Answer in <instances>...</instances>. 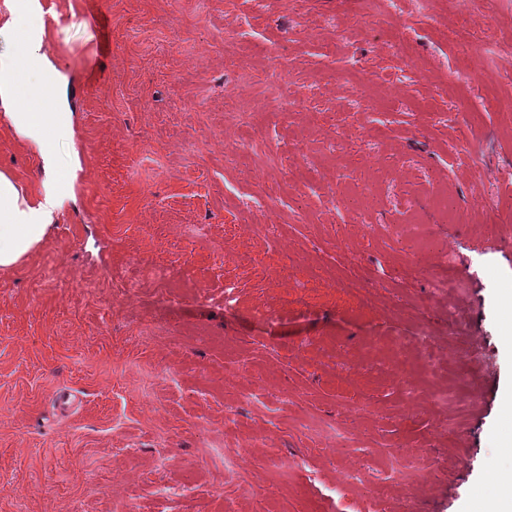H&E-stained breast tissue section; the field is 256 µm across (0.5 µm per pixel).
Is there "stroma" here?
Here are the masks:
<instances>
[{
  "mask_svg": "<svg viewBox=\"0 0 512 512\" xmlns=\"http://www.w3.org/2000/svg\"><path fill=\"white\" fill-rule=\"evenodd\" d=\"M397 2L375 26L362 0H43L80 168L0 271V512H468L492 485L512 54L462 43L512 45V0ZM268 54L278 76L240 81ZM0 170L43 179L3 126ZM465 50L471 58L484 64L493 61L502 54L510 53L511 46L502 44L494 38H486L469 43Z\"/></svg>",
  "mask_w": 512,
  "mask_h": 512,
  "instance_id": "35a3bbf8",
  "label": "stroma"
}]
</instances>
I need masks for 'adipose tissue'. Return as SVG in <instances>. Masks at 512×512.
Listing matches in <instances>:
<instances>
[{
    "instance_id": "adipose-tissue-1",
    "label": "adipose tissue",
    "mask_w": 512,
    "mask_h": 512,
    "mask_svg": "<svg viewBox=\"0 0 512 512\" xmlns=\"http://www.w3.org/2000/svg\"><path fill=\"white\" fill-rule=\"evenodd\" d=\"M14 35L10 54L0 55V124L24 141L44 174L41 190L32 195L11 174L0 171V270H10L49 235L66 193L58 177L60 158L47 137H70L65 74L46 50L42 0H0ZM503 463L491 495L473 512H512V409L506 414L501 444Z\"/></svg>"
}]
</instances>
